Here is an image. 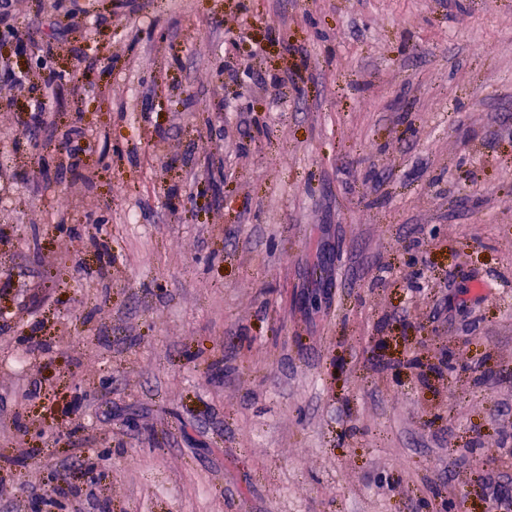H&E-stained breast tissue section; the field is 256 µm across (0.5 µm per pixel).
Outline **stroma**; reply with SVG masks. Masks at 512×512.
Instances as JSON below:
<instances>
[{"mask_svg": "<svg viewBox=\"0 0 512 512\" xmlns=\"http://www.w3.org/2000/svg\"><path fill=\"white\" fill-rule=\"evenodd\" d=\"M93 9L0 42V512L512 498V0ZM60 76L49 70L42 77L41 98L32 108V119L35 128L47 126L53 120V113L47 108V102L55 93V88Z\"/></svg>", "mask_w": 512, "mask_h": 512, "instance_id": "1", "label": "stroma"}]
</instances>
